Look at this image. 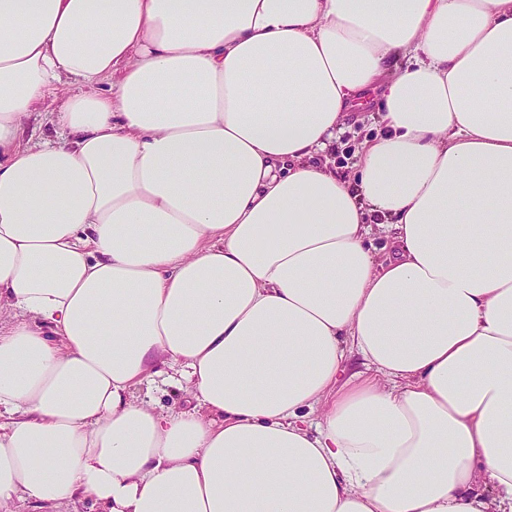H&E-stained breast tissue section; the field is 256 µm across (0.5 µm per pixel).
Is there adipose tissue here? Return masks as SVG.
I'll list each match as a JSON object with an SVG mask.
<instances>
[{
    "label": "adipose tissue",
    "mask_w": 512,
    "mask_h": 512,
    "mask_svg": "<svg viewBox=\"0 0 512 512\" xmlns=\"http://www.w3.org/2000/svg\"><path fill=\"white\" fill-rule=\"evenodd\" d=\"M77 495L512 512V0H0V512ZM381 93L382 87L379 86L365 95L362 100L363 106L354 107L350 111L347 126L343 131L337 133L336 141L334 140L327 151L322 154L321 159L324 161L325 155H327L330 165L345 178L354 177V165L358 160L357 152L366 140L374 138L377 133L376 112H378ZM58 133V128L50 122L44 113H36L24 126L21 139L24 142L30 139L37 141L38 139L55 138ZM374 220L375 221H371V223H373L371 239L373 247L375 249V259L378 261H382L390 257L393 253V242L391 239L392 236L389 237L385 229H382L375 225L377 223L382 222V218L375 217ZM162 376L155 377V382L144 384L135 392L139 400L150 402L158 410H181L185 406V395L175 384L170 383L169 377L178 375L173 370Z\"/></svg>",
    "instance_id": "obj_1"
}]
</instances>
